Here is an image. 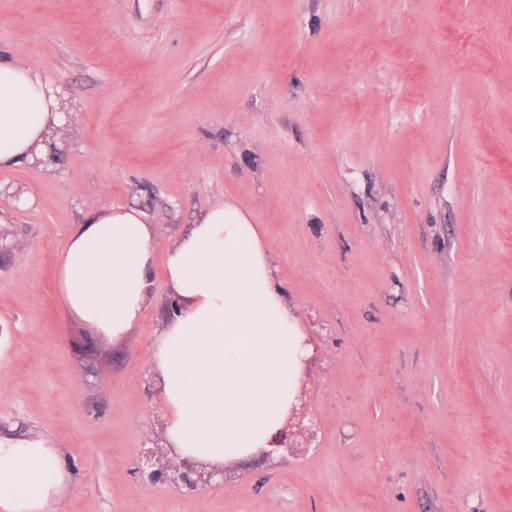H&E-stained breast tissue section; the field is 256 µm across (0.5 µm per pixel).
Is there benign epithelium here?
Segmentation results:
<instances>
[{"mask_svg":"<svg viewBox=\"0 0 512 512\" xmlns=\"http://www.w3.org/2000/svg\"><path fill=\"white\" fill-rule=\"evenodd\" d=\"M316 435L313 422L306 421L304 408L294 406L286 423L272 436L270 449L263 451V455H297L302 449L312 446ZM170 455L171 450L160 445L142 448L137 473L153 483L167 484L177 489L195 490L224 485V469H206L190 460L175 463Z\"/></svg>","mask_w":512,"mask_h":512,"instance_id":"1","label":"benign epithelium"}]
</instances>
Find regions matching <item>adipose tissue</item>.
Masks as SVG:
<instances>
[{"mask_svg":"<svg viewBox=\"0 0 512 512\" xmlns=\"http://www.w3.org/2000/svg\"><path fill=\"white\" fill-rule=\"evenodd\" d=\"M68 120L44 69L0 54V168L50 166L49 144ZM157 229L138 207L90 211L58 261L66 314L117 339L151 296ZM180 304L152 342L173 455L209 468L268 448L297 398L312 349L248 213L218 202L166 251ZM68 478L45 439L0 438V512H52Z\"/></svg>","mask_w":512,"mask_h":512,"instance_id":"adipose-tissue-1","label":"adipose tissue"}]
</instances>
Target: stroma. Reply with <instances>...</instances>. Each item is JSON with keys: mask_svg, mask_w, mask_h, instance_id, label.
Masks as SVG:
<instances>
[{"mask_svg": "<svg viewBox=\"0 0 512 512\" xmlns=\"http://www.w3.org/2000/svg\"><path fill=\"white\" fill-rule=\"evenodd\" d=\"M0 52L77 117L52 171L0 169V436L60 449L58 512H512V0H0ZM219 200L319 346L317 438L174 490L135 472L162 262L117 340L57 263L90 210L161 255Z\"/></svg>", "mask_w": 512, "mask_h": 512, "instance_id": "stroma-1", "label": "stroma"}]
</instances>
